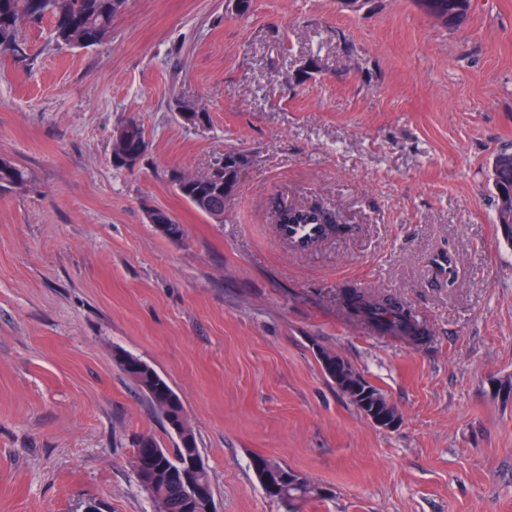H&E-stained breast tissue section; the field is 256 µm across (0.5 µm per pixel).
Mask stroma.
Masks as SVG:
<instances>
[{"label":"stroma","instance_id":"stroma-1","mask_svg":"<svg viewBox=\"0 0 512 512\" xmlns=\"http://www.w3.org/2000/svg\"><path fill=\"white\" fill-rule=\"evenodd\" d=\"M0 58V512H153L132 437L176 438L113 362L180 396L217 512H283L254 456L326 488L306 512H512V245L493 158L512 146V0L461 27L413 0H127L110 37ZM199 107L185 124L175 100ZM135 119L149 149L110 162ZM246 152L217 224L177 192ZM320 204L344 229L300 253L269 198ZM171 213L180 239L147 220ZM401 299L416 342L354 315L343 291ZM336 352L399 410L366 419L323 373ZM27 182V174L10 159L0 157V190L13 189Z\"/></svg>","mask_w":512,"mask_h":512}]
</instances>
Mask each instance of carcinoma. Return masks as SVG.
I'll list each match as a JSON object with an SVG mask.
<instances>
[{"label": "carcinoma", "instance_id": "1", "mask_svg": "<svg viewBox=\"0 0 512 512\" xmlns=\"http://www.w3.org/2000/svg\"><path fill=\"white\" fill-rule=\"evenodd\" d=\"M425 15L446 28L461 26L468 17L470 0H414ZM126 6V0H0V55L18 62L29 59L27 42L21 37L20 22L52 24L51 37L61 47L88 48L104 42L112 32V20ZM239 151L224 153V173L215 182L191 183L180 195L216 224L224 223V195L215 193L216 186L235 181ZM27 174L10 159L0 157V190L20 187ZM491 182L498 203V223L507 240L512 242V152H501L491 171ZM331 214L322 206H295L287 218L275 217L277 224L312 221L328 223ZM347 300L356 315L370 319L379 326L413 338L422 337L425 329L413 311L390 295L353 289ZM113 360L126 377L151 401L176 436L175 448L162 447L150 434H138L132 440V457L145 456L161 472L157 481L136 476L138 485L150 497L154 512H210V500L189 493L184 477L193 472L194 482L208 488L212 481L207 467L192 470L194 460L201 458L194 429L188 424L184 404L170 384L140 358L123 350L113 352ZM324 374L336 379V367H341L344 382L341 394L356 407L362 402L376 407L389 416L399 415L386 396L368 383L347 361L329 349L318 353ZM253 472L261 487L268 481L279 483L276 501L285 512H305L306 506L327 496V491L307 476L279 462L257 456L252 460Z\"/></svg>", "mask_w": 512, "mask_h": 512}]
</instances>
